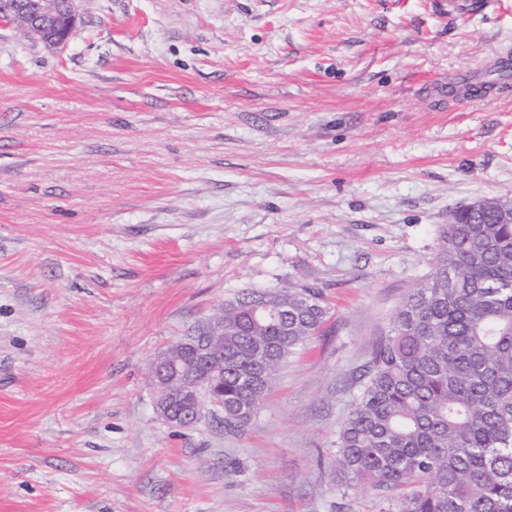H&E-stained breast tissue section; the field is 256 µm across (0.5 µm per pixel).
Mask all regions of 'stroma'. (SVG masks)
<instances>
[{"mask_svg": "<svg viewBox=\"0 0 512 512\" xmlns=\"http://www.w3.org/2000/svg\"><path fill=\"white\" fill-rule=\"evenodd\" d=\"M512 0H87L0 24V512H379L327 461L455 207L512 200ZM322 331L243 427L155 357L248 288ZM85 0H0V15L15 19L21 33L49 46L64 47L74 36Z\"/></svg>", "mask_w": 512, "mask_h": 512, "instance_id": "stroma-1", "label": "stroma"}]
</instances>
